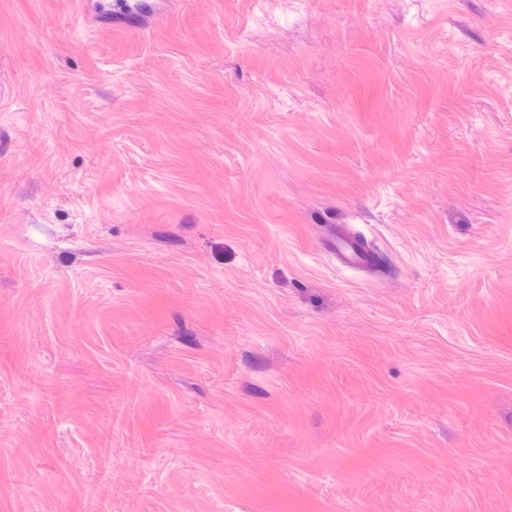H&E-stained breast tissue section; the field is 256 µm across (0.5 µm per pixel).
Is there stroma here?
<instances>
[{
    "label": "stroma",
    "mask_w": 512,
    "mask_h": 512,
    "mask_svg": "<svg viewBox=\"0 0 512 512\" xmlns=\"http://www.w3.org/2000/svg\"><path fill=\"white\" fill-rule=\"evenodd\" d=\"M0 512H512V0H0Z\"/></svg>",
    "instance_id": "1"
}]
</instances>
